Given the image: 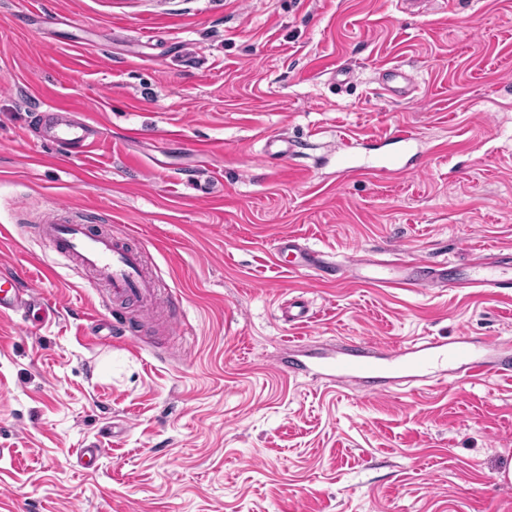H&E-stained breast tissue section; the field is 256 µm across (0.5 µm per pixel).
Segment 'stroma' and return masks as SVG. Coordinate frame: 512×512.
<instances>
[{
    "label": "stroma",
    "mask_w": 512,
    "mask_h": 512,
    "mask_svg": "<svg viewBox=\"0 0 512 512\" xmlns=\"http://www.w3.org/2000/svg\"><path fill=\"white\" fill-rule=\"evenodd\" d=\"M391 64L407 98L380 88ZM47 104L98 123L88 156L42 141ZM401 126L419 171L342 175L343 137L371 157ZM272 136L299 153L273 159ZM58 206L148 255L170 335L128 308L135 347L93 345L112 303L40 238ZM1 225L0 275L60 314L0 317V512H512V379L369 397L281 366L344 339L512 344V297L274 257L288 235L338 262L512 249V0H0Z\"/></svg>",
    "instance_id": "obj_1"
}]
</instances>
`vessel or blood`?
<instances>
[{"label": "vessel or blood", "instance_id": "obj_1", "mask_svg": "<svg viewBox=\"0 0 512 512\" xmlns=\"http://www.w3.org/2000/svg\"><path fill=\"white\" fill-rule=\"evenodd\" d=\"M41 116L46 141L58 144L68 152L84 154L98 142L99 131L93 122L57 120L56 110L52 107L43 110ZM355 146L354 140H343L338 158L341 173L407 174V167L395 158L380 165L355 164ZM42 237L52 252L91 271L96 283L107 289L113 301L134 304L146 315L155 310L163 295L160 283L147 272L142 252L130 247L123 236L104 231L92 233L83 220L61 219L50 214L42 220ZM276 250L295 254L296 266L303 270L324 273L336 267L322 253L310 250L291 235L281 237ZM336 268L343 273L362 269L364 281L385 288H512V276L502 271L495 254L472 264L468 272L457 277L448 276L445 270L418 260L402 258L387 264L362 258ZM17 314L26 321L37 315L46 323L56 319L58 308L37 289L21 287L13 278L0 280V317ZM495 348V342L488 341L483 349H475L471 336L463 330L449 340L426 338L380 351L346 342L330 353L304 359L290 358L288 371L336 385L355 383L364 394L376 397L385 391L393 378L438 381L450 372L478 378L490 371L511 378L512 356L495 355Z\"/></svg>", "mask_w": 512, "mask_h": 512}]
</instances>
